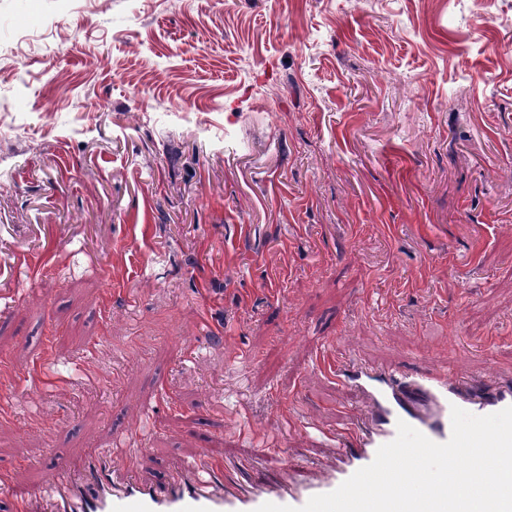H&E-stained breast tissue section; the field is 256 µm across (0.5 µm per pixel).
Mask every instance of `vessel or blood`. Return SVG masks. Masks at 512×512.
I'll list each match as a JSON object with an SVG mask.
<instances>
[{
  "label": "vessel or blood",
  "mask_w": 512,
  "mask_h": 512,
  "mask_svg": "<svg viewBox=\"0 0 512 512\" xmlns=\"http://www.w3.org/2000/svg\"><path fill=\"white\" fill-rule=\"evenodd\" d=\"M336 378L368 399L369 425L357 423L336 435V459L318 477L298 475L282 483L272 478L245 482L246 466L226 467L199 460L186 477L166 475L151 484L114 480L107 453H91L79 480L61 469V485L51 512H256L264 503L303 506L310 497L334 491L357 470L371 464L378 448L393 441L398 422L443 443L452 432L451 409L482 416L512 406V379L491 388L460 374L426 370L374 369L352 364ZM0 498L11 512H28V499L16 495L9 469L0 468Z\"/></svg>",
  "instance_id": "1"
}]
</instances>
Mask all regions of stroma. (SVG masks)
I'll list each match as a JSON object with an SVG mask.
<instances>
[{
  "label": "stroma",
  "instance_id": "obj_1",
  "mask_svg": "<svg viewBox=\"0 0 512 512\" xmlns=\"http://www.w3.org/2000/svg\"><path fill=\"white\" fill-rule=\"evenodd\" d=\"M1 304L21 492L131 444L288 480L352 351L512 375V0H0Z\"/></svg>",
  "mask_w": 512,
  "mask_h": 512
}]
</instances>
